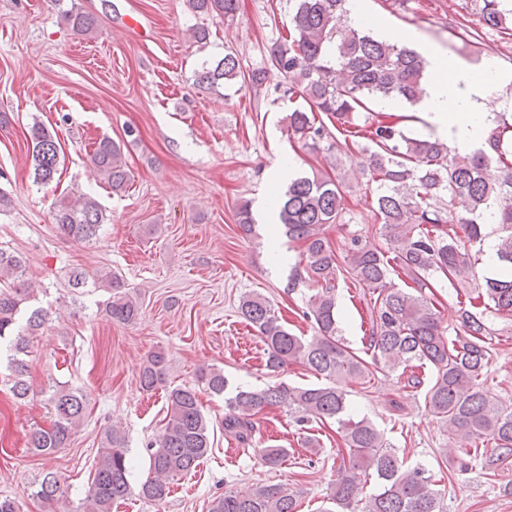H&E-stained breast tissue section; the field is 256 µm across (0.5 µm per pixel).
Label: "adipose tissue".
<instances>
[{
  "label": "adipose tissue",
  "instance_id": "1",
  "mask_svg": "<svg viewBox=\"0 0 512 512\" xmlns=\"http://www.w3.org/2000/svg\"><path fill=\"white\" fill-rule=\"evenodd\" d=\"M402 37L419 46L426 63L425 93L417 105L425 133L464 151L484 147L489 124L500 108L491 90L512 83V71L492 59L478 72L462 63L452 66L440 50L421 44L417 34Z\"/></svg>",
  "mask_w": 512,
  "mask_h": 512
}]
</instances>
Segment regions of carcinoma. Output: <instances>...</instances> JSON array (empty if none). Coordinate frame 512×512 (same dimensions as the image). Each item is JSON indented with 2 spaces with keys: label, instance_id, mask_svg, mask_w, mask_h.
Masks as SVG:
<instances>
[{
  "label": "carcinoma",
  "instance_id": "cac0c4a2",
  "mask_svg": "<svg viewBox=\"0 0 512 512\" xmlns=\"http://www.w3.org/2000/svg\"><path fill=\"white\" fill-rule=\"evenodd\" d=\"M347 0H296L289 20L288 37L268 48L273 68L288 79V103L303 99L309 109L295 107L286 116L293 134L317 142L329 136L323 117L341 125L344 145L354 154H369V180L374 191L373 216L379 224L375 239L353 235L338 255L323 236L322 227L335 224L343 211L344 177H301L294 180L276 203L280 223L290 240L306 249L303 279L314 288L304 315L313 320V335L297 336L281 323L270 302L258 293L239 304L241 317L266 346V369L278 372L300 363L325 380L307 386L273 385L240 389L228 398L224 432L241 444L253 441L252 416L267 408L286 407L297 413L296 423L313 418L334 419L348 462L337 471L324 512H445L444 496L434 489L433 475L422 466L404 467L384 435L369 421L347 415V391L343 384L376 370L393 372L415 366L430 375L412 374L404 387L424 394L425 407L448 423L460 440V471L478 466L495 476L512 465V411L501 409L489 389L486 375L493 360L488 315L512 318V119L501 115L490 127L487 148L462 152L446 142L410 138L387 115L376 123L358 125L355 117L368 110L376 98H401L410 106L419 101L425 65L415 51L374 38L366 29L350 24ZM480 21L493 30L509 29L511 11L502 0H478ZM198 13L230 18L239 0H188ZM63 20L80 34L91 33L97 18L79 9L63 11ZM239 63L226 54L213 64L204 62L196 71V85L214 91L239 76ZM34 179L47 183L57 173L59 144L40 122L30 127ZM366 140L362 146L359 140ZM121 144L101 138L91 160L96 173L112 191L127 189L130 172L122 162ZM499 166V181L485 177L488 166ZM500 226L498 256L509 273L469 289H457L458 325L447 331L426 291L438 275L453 283L462 268L472 266L482 253L485 217ZM54 220L66 237L90 240L96 236L103 213L100 204L83 194L59 199ZM351 275L369 290V322L363 355L344 342L336 320V292L341 272ZM21 260L0 248V341L10 339L8 358L11 389L19 397L30 390L25 374L29 338L46 323V314L29 311L22 330H17L21 306L33 292L22 280ZM105 283L112 290L106 309L112 320L131 323L140 314L136 300L121 291L119 281L107 273L92 287ZM166 358L150 357L139 370L143 388L165 381ZM198 382L214 394L224 393V372L203 368ZM54 412L50 429L30 433L29 447L47 455L71 440L83 420L86 396L60 385L48 398ZM165 425L149 444L150 465L140 484L139 496L161 501L170 493L178 475L195 470L208 454L209 424L199 395L190 386L167 391ZM491 443V448L478 445ZM287 449H260L264 464H281ZM129 450L125 436L107 431L83 512H111L112 503L124 498L130 485ZM378 491L363 494L367 480ZM62 494L60 477L47 472L33 485L32 499L52 507ZM209 512H298L295 496L282 485H267L249 495L229 494L212 501Z\"/></svg>",
  "mask_w": 512,
  "mask_h": 512
}]
</instances>
